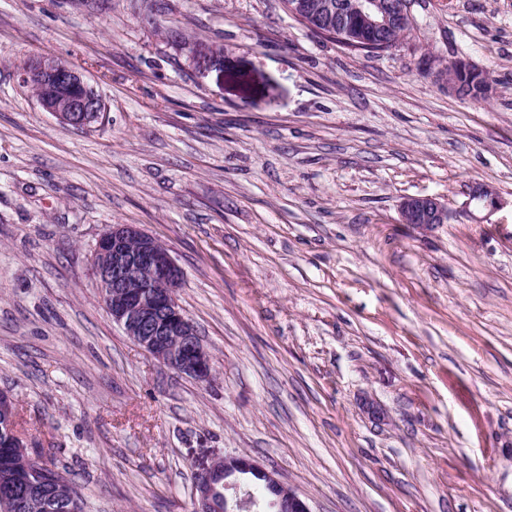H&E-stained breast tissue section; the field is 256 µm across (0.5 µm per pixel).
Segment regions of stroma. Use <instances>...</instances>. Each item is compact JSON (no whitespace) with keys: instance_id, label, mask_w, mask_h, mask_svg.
<instances>
[{"instance_id":"stroma-1","label":"stroma","mask_w":512,"mask_h":512,"mask_svg":"<svg viewBox=\"0 0 512 512\" xmlns=\"http://www.w3.org/2000/svg\"><path fill=\"white\" fill-rule=\"evenodd\" d=\"M410 15L373 54L284 0H0V392L84 512H192L200 464L239 454L312 512H512V0ZM40 55L102 122L42 111ZM476 182L506 207L467 211ZM409 195L448 222L402 223ZM113 224L182 267L211 382L113 322ZM21 82L35 94L41 109L67 126L80 128L87 123L86 113L97 120L105 112L102 97L74 67L54 57H37L26 63Z\"/></svg>"}]
</instances>
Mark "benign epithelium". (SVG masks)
Masks as SVG:
<instances>
[{
    "instance_id": "benign-epithelium-1",
    "label": "benign epithelium",
    "mask_w": 512,
    "mask_h": 512,
    "mask_svg": "<svg viewBox=\"0 0 512 512\" xmlns=\"http://www.w3.org/2000/svg\"><path fill=\"white\" fill-rule=\"evenodd\" d=\"M348 16L367 40L358 49L375 45L386 31L408 28V10L393 9L383 0H350ZM21 82L33 91L41 109L67 126L87 123L86 113L101 116L105 112L102 97L74 67L54 57H37L26 63ZM474 204L492 213L507 205L492 187H471L466 205ZM404 224L416 228L448 222L447 203L432 196H407L399 204ZM93 271L110 305L112 320L125 334L160 364L179 374L202 381L212 378L209 356L203 348L191 320L176 298L183 280V270L169 250L134 224H114L100 237L93 259ZM14 399L0 394V412L7 422L0 430V441L11 448H28L27 439L18 434L9 421L13 419ZM224 469V512H250L258 503L241 497L244 483H255L267 493L265 506L277 512H311L306 502L284 485L275 472L248 456L217 458L198 471L194 512H212L209 490L212 474ZM37 508L56 512V499L44 486L22 481L18 493L5 499L4 505Z\"/></svg>"
}]
</instances>
